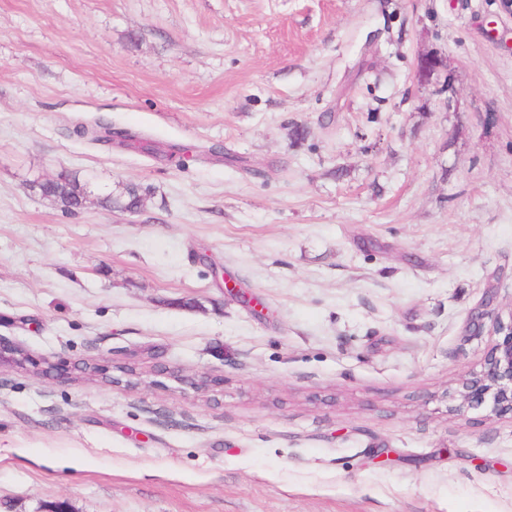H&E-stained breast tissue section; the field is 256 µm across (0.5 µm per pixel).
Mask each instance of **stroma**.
<instances>
[{
	"instance_id": "obj_1",
	"label": "stroma",
	"mask_w": 512,
	"mask_h": 512,
	"mask_svg": "<svg viewBox=\"0 0 512 512\" xmlns=\"http://www.w3.org/2000/svg\"><path fill=\"white\" fill-rule=\"evenodd\" d=\"M492 277L500 0H0V341L72 368L0 367V512H512V420L451 409ZM87 190V184H80L75 178L73 179L69 175H67V179L65 184L58 187L53 191H49L51 197L49 199H58L59 205L65 211H72L70 206L72 205V200L76 198V195L83 194Z\"/></svg>"
}]
</instances>
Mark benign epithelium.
Masks as SVG:
<instances>
[{
    "label": "benign epithelium",
    "mask_w": 512,
    "mask_h": 512,
    "mask_svg": "<svg viewBox=\"0 0 512 512\" xmlns=\"http://www.w3.org/2000/svg\"><path fill=\"white\" fill-rule=\"evenodd\" d=\"M444 60L427 53L417 63L418 76L424 78L440 71ZM494 294H489L485 302L471 313L466 325L468 337H491V343L483 355L480 369L464 375L453 394L458 404L452 410L465 412L487 407L499 417H512V314L508 318L492 308ZM30 365L41 372L54 375L58 379L67 378V371L60 363L36 359L23 350L0 343V366Z\"/></svg>",
    "instance_id": "1"
}]
</instances>
